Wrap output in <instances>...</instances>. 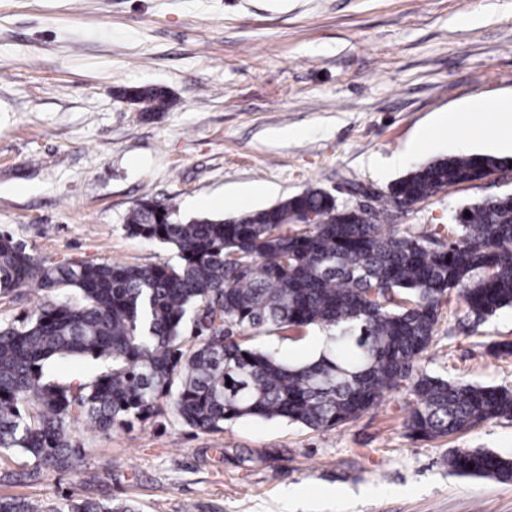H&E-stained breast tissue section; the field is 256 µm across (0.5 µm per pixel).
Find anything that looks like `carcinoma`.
Returning a JSON list of instances; mask_svg holds the SVG:
<instances>
[{
  "label": "carcinoma",
  "instance_id": "obj_1",
  "mask_svg": "<svg viewBox=\"0 0 512 512\" xmlns=\"http://www.w3.org/2000/svg\"><path fill=\"white\" fill-rule=\"evenodd\" d=\"M118 96L145 114L174 105L169 90L156 85L124 87ZM507 167L509 159L486 154L432 159L393 182L385 206L368 220L321 187L230 219H185L176 207L145 197L125 229L174 246L175 266L45 263L1 232V298L30 286L65 294L20 325H0V452L32 459L29 478L45 469L85 478L76 424L124 429L163 416L165 399L181 423L203 432L244 418L320 430L354 422L403 383L412 396L403 428L414 439L512 421V390L418 367L449 291L458 290L477 319L512 306V193L460 208L447 242L386 229L388 207ZM310 214L319 223H302ZM308 327L325 337L318 355L303 363L243 339L248 330ZM69 357L104 369L59 383L47 365ZM448 469L512 482V459L483 448L450 449ZM0 512L137 510L89 497L51 507L3 497Z\"/></svg>",
  "mask_w": 512,
  "mask_h": 512
}]
</instances>
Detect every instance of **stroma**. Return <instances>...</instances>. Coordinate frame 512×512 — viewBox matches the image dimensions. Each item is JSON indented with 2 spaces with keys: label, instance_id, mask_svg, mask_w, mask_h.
I'll use <instances>...</instances> for the list:
<instances>
[{
  "label": "stroma",
  "instance_id": "35a3bbf8",
  "mask_svg": "<svg viewBox=\"0 0 512 512\" xmlns=\"http://www.w3.org/2000/svg\"><path fill=\"white\" fill-rule=\"evenodd\" d=\"M478 22L463 25L462 17ZM175 98L151 118L126 86ZM512 97V0H0V229L50 262L177 263L174 247L128 235L144 196L187 218H232L308 187L377 207L440 156L512 157V127L469 102ZM512 191L476 182L393 210L391 228L447 239L455 209ZM512 307L486 320L449 295L422 369L512 389ZM394 390L341 428L242 419L203 433L155 424L81 429V467L13 480L0 497L128 501L138 512H512V483L458 477L452 448L512 457V421L415 440Z\"/></svg>",
  "mask_w": 512,
  "mask_h": 512
}]
</instances>
